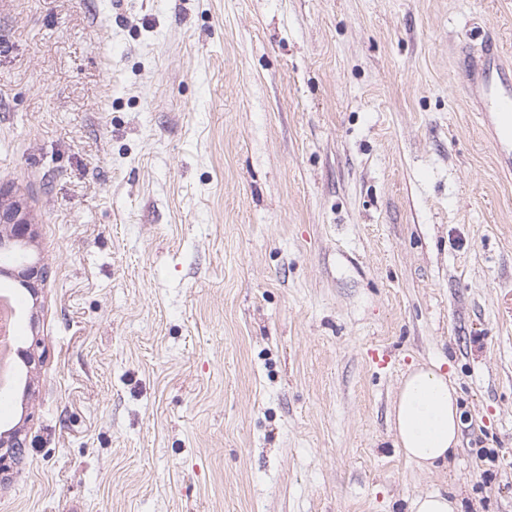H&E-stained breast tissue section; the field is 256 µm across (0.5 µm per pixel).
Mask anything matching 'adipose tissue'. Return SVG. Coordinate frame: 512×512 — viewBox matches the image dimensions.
I'll return each mask as SVG.
<instances>
[{
  "instance_id": "1",
  "label": "adipose tissue",
  "mask_w": 512,
  "mask_h": 512,
  "mask_svg": "<svg viewBox=\"0 0 512 512\" xmlns=\"http://www.w3.org/2000/svg\"><path fill=\"white\" fill-rule=\"evenodd\" d=\"M391 427L405 456L425 470L447 465L460 439L457 394L447 373L419 365L402 379Z\"/></svg>"
}]
</instances>
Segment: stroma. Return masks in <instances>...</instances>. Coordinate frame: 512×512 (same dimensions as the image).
<instances>
[{
	"label": "stroma",
	"instance_id": "35a3bbf8",
	"mask_svg": "<svg viewBox=\"0 0 512 512\" xmlns=\"http://www.w3.org/2000/svg\"><path fill=\"white\" fill-rule=\"evenodd\" d=\"M512 0H0L24 305L0 512H512ZM439 364L461 445L395 446ZM467 78L475 94L490 103L485 118L493 142L501 150L504 164L512 169V80L500 64L498 46H488L480 56L468 58ZM511 145V157L509 148ZM391 427L405 456L425 470L447 466L460 439L457 394L439 366L418 365L402 379ZM456 499L441 493H430L417 497L411 504V512H460Z\"/></svg>",
	"mask_w": 512,
	"mask_h": 512
}]
</instances>
